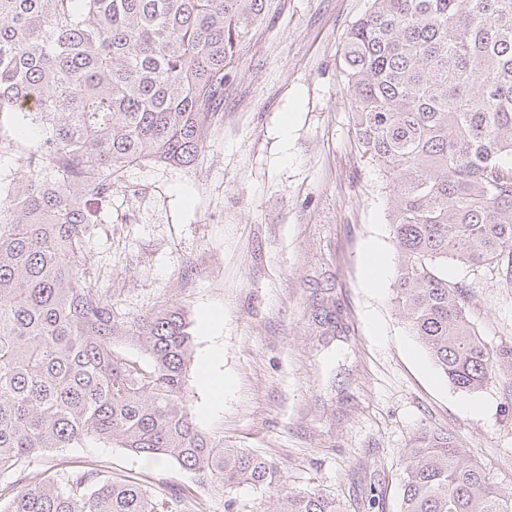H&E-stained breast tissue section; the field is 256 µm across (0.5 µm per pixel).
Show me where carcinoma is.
Segmentation results:
<instances>
[{"instance_id":"1","label":"carcinoma","mask_w":512,"mask_h":512,"mask_svg":"<svg viewBox=\"0 0 512 512\" xmlns=\"http://www.w3.org/2000/svg\"><path fill=\"white\" fill-rule=\"evenodd\" d=\"M269 0H0V113L29 117L26 175L0 185V512H184L181 492L112 476L94 460H35L87 440L244 487L265 512H341L287 490L277 465L201 431L187 383L182 309L131 320L84 262L96 214L126 170L190 167L224 118V81ZM364 154L390 177L393 303L455 388L475 392L512 349L472 320L475 291L448 261L512 284V0H372L342 57ZM131 339L142 363L118 350ZM399 512H512L446 429L413 435Z\"/></svg>"}]
</instances>
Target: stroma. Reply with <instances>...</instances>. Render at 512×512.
<instances>
[{
  "instance_id": "1",
  "label": "stroma",
  "mask_w": 512,
  "mask_h": 512,
  "mask_svg": "<svg viewBox=\"0 0 512 512\" xmlns=\"http://www.w3.org/2000/svg\"><path fill=\"white\" fill-rule=\"evenodd\" d=\"M271 2L197 164L130 167L98 205L86 264L125 317L184 310L199 428L275 461L284 487L319 491L343 512H398L402 455L425 428L448 429L494 481L512 485V370L481 391L456 390L396 315L394 275L366 281L370 246L398 264L389 179L360 148L341 68L371 0ZM448 278L474 288L484 337L512 346V287L455 262ZM208 359L224 386L216 408L199 380ZM87 456L226 512L222 489L113 444L89 441L41 463Z\"/></svg>"
}]
</instances>
